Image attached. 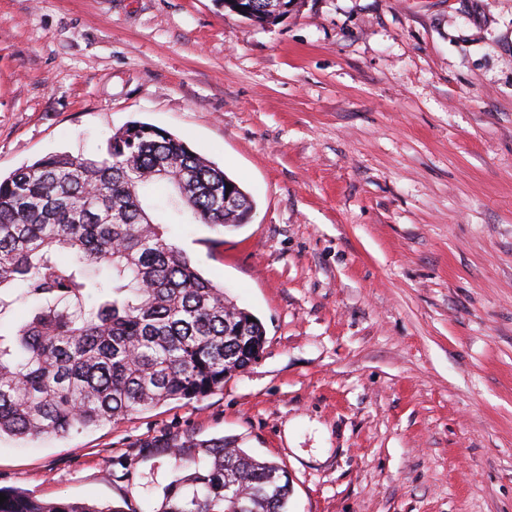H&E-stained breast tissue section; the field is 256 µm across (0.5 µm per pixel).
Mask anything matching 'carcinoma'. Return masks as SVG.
Here are the masks:
<instances>
[{
	"label": "carcinoma",
	"instance_id": "cac0c4a2",
	"mask_svg": "<svg viewBox=\"0 0 512 512\" xmlns=\"http://www.w3.org/2000/svg\"><path fill=\"white\" fill-rule=\"evenodd\" d=\"M164 207L202 224L246 223L254 201L224 170L155 126L116 130L103 157L55 153L0 178V289L44 301L4 345L0 436L37 440L204 397L263 351L258 319L202 276L155 221ZM237 201L224 207V188ZM178 457L185 474L157 512H288L284 469L224 438ZM0 512H123L5 491Z\"/></svg>",
	"mask_w": 512,
	"mask_h": 512
}]
</instances>
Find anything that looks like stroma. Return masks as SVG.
<instances>
[{
  "label": "stroma",
  "mask_w": 512,
  "mask_h": 512,
  "mask_svg": "<svg viewBox=\"0 0 512 512\" xmlns=\"http://www.w3.org/2000/svg\"><path fill=\"white\" fill-rule=\"evenodd\" d=\"M163 129L251 196L169 225L266 332L201 398L0 438V488L156 512L175 447L288 473V512H512V0H0V175Z\"/></svg>",
  "instance_id": "1"
}]
</instances>
